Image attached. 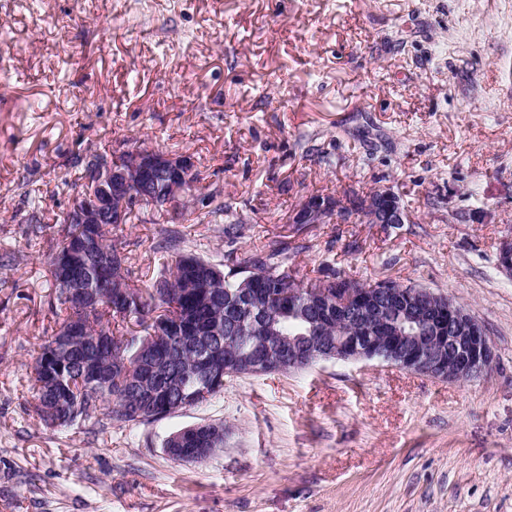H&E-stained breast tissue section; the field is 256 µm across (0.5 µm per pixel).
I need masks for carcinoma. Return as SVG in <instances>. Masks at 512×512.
I'll return each instance as SVG.
<instances>
[{"instance_id":"carcinoma-1","label":"carcinoma","mask_w":512,"mask_h":512,"mask_svg":"<svg viewBox=\"0 0 512 512\" xmlns=\"http://www.w3.org/2000/svg\"><path fill=\"white\" fill-rule=\"evenodd\" d=\"M164 248L174 263L160 271L152 285L140 288L129 278L127 256L112 245L110 224H64L55 252L72 253L74 275L84 273L81 262L91 259L94 278L91 302L68 295L55 262L48 261L55 296V314H63L59 327L77 330L69 336L68 353L56 354L52 334L44 340L28 374L32 412L51 429L75 422L93 421L102 428L117 423L155 422L176 412L174 406L190 399L199 385L202 369L214 376L232 378L246 372L235 364L268 352L288 354V340L305 337L357 336L359 331L325 318L318 324L311 308L300 302L291 308L280 296L290 292L309 296L320 288L369 283L328 269L310 283L276 260L281 249L256 254L245 261V270H224L222 265L185 253L179 231L164 228ZM239 301L248 308L240 321L229 310ZM132 321L141 335L127 337L112 329V319ZM402 325L412 336L434 342L435 323L406 317ZM98 338L93 345L90 340ZM179 385L168 398L147 399L158 380ZM141 410L139 421L134 412ZM166 448H222L224 423L205 422L170 434Z\"/></svg>"}]
</instances>
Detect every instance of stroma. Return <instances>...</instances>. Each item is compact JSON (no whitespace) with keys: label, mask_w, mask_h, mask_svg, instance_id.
I'll list each match as a JSON object with an SVG mask.
<instances>
[{"label":"stroma","mask_w":512,"mask_h":512,"mask_svg":"<svg viewBox=\"0 0 512 512\" xmlns=\"http://www.w3.org/2000/svg\"><path fill=\"white\" fill-rule=\"evenodd\" d=\"M138 145L200 174L183 209L113 231L138 286L171 262L170 224L214 261L279 246L305 282L330 264L447 295L493 371L327 361L225 379L150 424L44 427L26 377L55 326L47 256L75 159ZM384 187L408 223L288 222L305 196ZM209 194L240 237L203 223ZM511 233L512 0H0V512H512ZM204 421L223 451L171 461L165 439Z\"/></svg>","instance_id":"stroma-1"}]
</instances>
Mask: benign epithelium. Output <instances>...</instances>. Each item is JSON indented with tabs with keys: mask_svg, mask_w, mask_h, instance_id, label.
<instances>
[{
	"mask_svg": "<svg viewBox=\"0 0 512 512\" xmlns=\"http://www.w3.org/2000/svg\"><path fill=\"white\" fill-rule=\"evenodd\" d=\"M196 173L194 163L187 156L173 157L156 150L135 148L118 155L94 160L83 180L82 190L74 197L63 218L68 224H122L128 199L134 204L147 200L150 205L174 210L186 203V193L172 184L163 189L161 180L172 174L180 176L191 187L200 180H191ZM350 207L343 195L332 199L305 197L288 215L290 224H326L336 218V212ZM364 223L391 226L408 221L407 211L399 196L391 188L381 189V195L369 198L362 212ZM395 303L394 292L386 288L325 290L315 302L325 311L336 312V322H365L377 317ZM441 340L448 345V356H443L409 336H388L382 344H374L347 336L336 343V348L322 354L309 353L311 360H336L344 363L377 362L411 373L448 382H469L486 376L496 354L483 327L467 312L448 302V327ZM213 452L211 448H196L189 452L178 448L168 454L182 463H198Z\"/></svg>",
	"mask_w": 512,
	"mask_h": 512,
	"instance_id": "1",
	"label": "benign epithelium"
}]
</instances>
